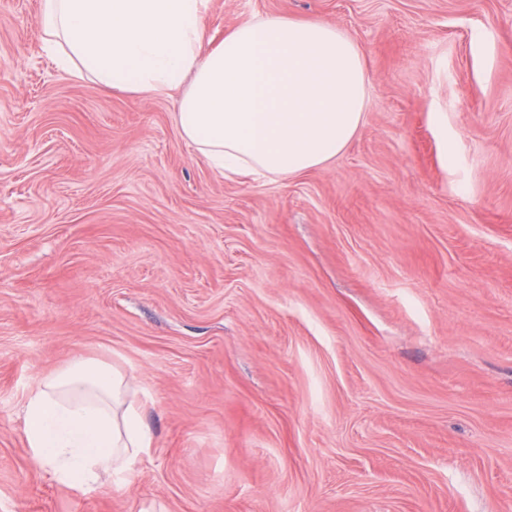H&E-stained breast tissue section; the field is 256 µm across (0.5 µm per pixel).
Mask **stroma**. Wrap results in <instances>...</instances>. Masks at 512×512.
Masks as SVG:
<instances>
[{"label": "stroma", "instance_id": "1", "mask_svg": "<svg viewBox=\"0 0 512 512\" xmlns=\"http://www.w3.org/2000/svg\"><path fill=\"white\" fill-rule=\"evenodd\" d=\"M0 0V512H512V0H209L360 45L335 161L224 177L170 98L65 74ZM100 358L147 394L122 490L59 484L30 387Z\"/></svg>", "mask_w": 512, "mask_h": 512}]
</instances>
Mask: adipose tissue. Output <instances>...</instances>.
<instances>
[{
  "instance_id": "ef3b65f1",
  "label": "adipose tissue",
  "mask_w": 512,
  "mask_h": 512,
  "mask_svg": "<svg viewBox=\"0 0 512 512\" xmlns=\"http://www.w3.org/2000/svg\"><path fill=\"white\" fill-rule=\"evenodd\" d=\"M207 0H42L45 45L67 73L143 96L176 97L184 140L227 176H297L359 132L369 92L363 52L316 19L265 16L205 44ZM125 375L77 358L38 380L23 412L33 459L66 486L114 488L154 438Z\"/></svg>"
}]
</instances>
